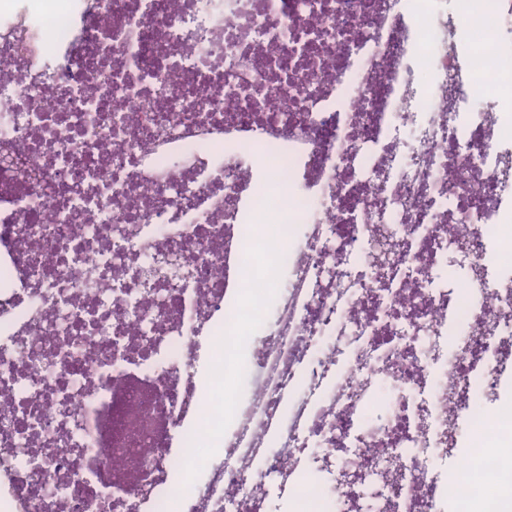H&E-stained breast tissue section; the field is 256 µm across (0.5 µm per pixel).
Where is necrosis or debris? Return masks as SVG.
Listing matches in <instances>:
<instances>
[{
  "label": "necrosis or debris",
  "mask_w": 512,
  "mask_h": 512,
  "mask_svg": "<svg viewBox=\"0 0 512 512\" xmlns=\"http://www.w3.org/2000/svg\"><path fill=\"white\" fill-rule=\"evenodd\" d=\"M5 154L0 512H501L512 0H0Z\"/></svg>",
  "instance_id": "4bbe7bcc"
}]
</instances>
